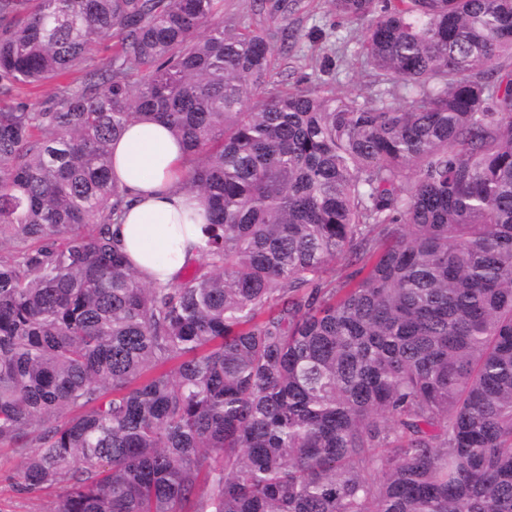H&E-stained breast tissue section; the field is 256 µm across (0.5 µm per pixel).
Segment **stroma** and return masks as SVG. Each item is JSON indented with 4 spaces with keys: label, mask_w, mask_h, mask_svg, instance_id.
<instances>
[{
    "label": "stroma",
    "mask_w": 512,
    "mask_h": 512,
    "mask_svg": "<svg viewBox=\"0 0 512 512\" xmlns=\"http://www.w3.org/2000/svg\"><path fill=\"white\" fill-rule=\"evenodd\" d=\"M284 2L285 9L259 12L255 0H221L219 15L254 29L286 26L294 33V40L279 53L274 81L280 89L330 81L340 94H369L375 73L364 65L359 54L358 39L363 23L343 22L331 12L327 0ZM113 53L112 43L94 45L68 75L36 88L21 87L19 96L32 107H48L63 87L76 85L86 70L101 67ZM20 466L21 459L12 449L0 447V512H47L57 497L56 490L48 489L36 495L21 491L17 480Z\"/></svg>",
    "instance_id": "1"
}]
</instances>
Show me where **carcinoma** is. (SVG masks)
<instances>
[{
	"label": "carcinoma",
	"instance_id": "cac0c4a2",
	"mask_svg": "<svg viewBox=\"0 0 512 512\" xmlns=\"http://www.w3.org/2000/svg\"><path fill=\"white\" fill-rule=\"evenodd\" d=\"M218 2L0 0L20 488H60L49 512H512V0H330L369 20L362 100L279 89L288 27ZM113 39L49 108L16 101ZM153 119L207 208L166 286L110 232L112 141Z\"/></svg>",
	"mask_w": 512,
	"mask_h": 512
}]
</instances>
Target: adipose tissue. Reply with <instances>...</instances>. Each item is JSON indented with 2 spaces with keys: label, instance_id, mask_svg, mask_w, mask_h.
Listing matches in <instances>:
<instances>
[{
  "label": "adipose tissue",
  "instance_id": "obj_1",
  "mask_svg": "<svg viewBox=\"0 0 512 512\" xmlns=\"http://www.w3.org/2000/svg\"><path fill=\"white\" fill-rule=\"evenodd\" d=\"M183 152L168 129L137 122L112 143V172L128 192L112 238L141 280L177 283L205 247V207L183 187Z\"/></svg>",
  "mask_w": 512,
  "mask_h": 512
}]
</instances>
